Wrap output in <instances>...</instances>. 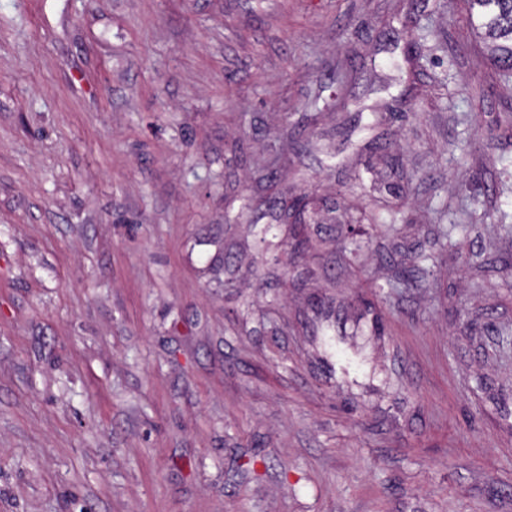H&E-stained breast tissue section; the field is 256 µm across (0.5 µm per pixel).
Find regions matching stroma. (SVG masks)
Listing matches in <instances>:
<instances>
[{"instance_id": "35a3bbf8", "label": "stroma", "mask_w": 512, "mask_h": 512, "mask_svg": "<svg viewBox=\"0 0 512 512\" xmlns=\"http://www.w3.org/2000/svg\"><path fill=\"white\" fill-rule=\"evenodd\" d=\"M511 109L463 0H0V512H512Z\"/></svg>"}]
</instances>
